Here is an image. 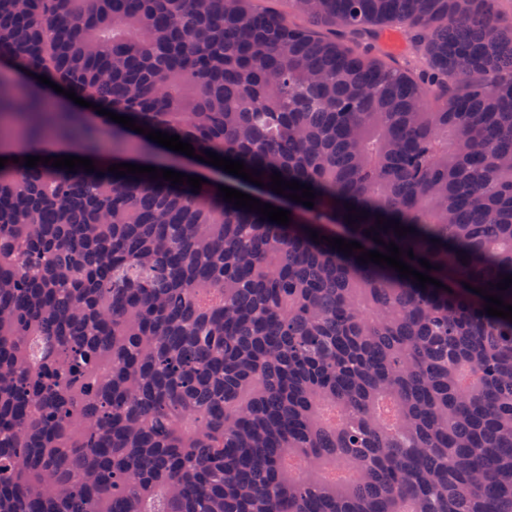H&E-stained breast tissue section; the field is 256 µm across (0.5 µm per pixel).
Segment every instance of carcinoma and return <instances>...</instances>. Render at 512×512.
<instances>
[{"instance_id":"cac0c4a2","label":"carcinoma","mask_w":512,"mask_h":512,"mask_svg":"<svg viewBox=\"0 0 512 512\" xmlns=\"http://www.w3.org/2000/svg\"><path fill=\"white\" fill-rule=\"evenodd\" d=\"M268 2L0 0V512H512V321L464 287L512 305V17ZM27 71L314 207L115 175L158 143L19 97ZM49 128L96 171L25 166ZM379 215L450 290L357 260Z\"/></svg>"}]
</instances>
